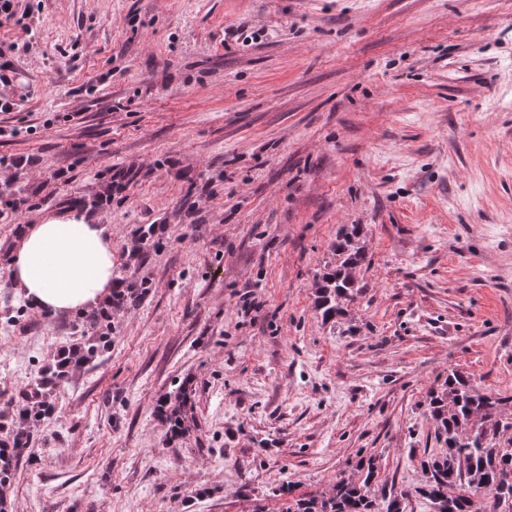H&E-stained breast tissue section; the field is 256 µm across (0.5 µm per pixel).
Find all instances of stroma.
Returning <instances> with one entry per match:
<instances>
[{
    "label": "stroma",
    "instance_id": "obj_1",
    "mask_svg": "<svg viewBox=\"0 0 512 512\" xmlns=\"http://www.w3.org/2000/svg\"><path fill=\"white\" fill-rule=\"evenodd\" d=\"M0 25V407L60 380L7 512H281L375 457L412 490L449 370L512 397V0H14ZM112 230L135 305L33 312L30 224ZM361 225L346 319L314 283ZM183 393L173 440L158 406Z\"/></svg>",
    "mask_w": 512,
    "mask_h": 512
}]
</instances>
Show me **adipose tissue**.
<instances>
[{"instance_id": "adipose-tissue-1", "label": "adipose tissue", "mask_w": 512, "mask_h": 512, "mask_svg": "<svg viewBox=\"0 0 512 512\" xmlns=\"http://www.w3.org/2000/svg\"><path fill=\"white\" fill-rule=\"evenodd\" d=\"M112 276L109 227L78 209L32 225L11 266L12 283L29 306L53 314L108 305Z\"/></svg>"}]
</instances>
